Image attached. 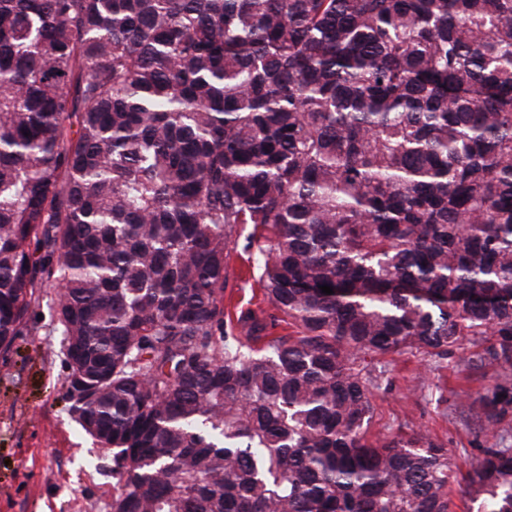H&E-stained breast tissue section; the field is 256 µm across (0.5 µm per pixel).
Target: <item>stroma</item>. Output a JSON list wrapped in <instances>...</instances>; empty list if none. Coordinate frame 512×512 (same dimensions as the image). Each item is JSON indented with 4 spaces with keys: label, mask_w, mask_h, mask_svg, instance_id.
<instances>
[{
    "label": "stroma",
    "mask_w": 512,
    "mask_h": 512,
    "mask_svg": "<svg viewBox=\"0 0 512 512\" xmlns=\"http://www.w3.org/2000/svg\"><path fill=\"white\" fill-rule=\"evenodd\" d=\"M243 248L229 260L226 295L240 310L271 313ZM55 289L9 351L0 352V512H108L112 452L85 434L67 413L61 338L55 330ZM495 363L468 368L453 355L423 373L418 357L396 356L387 388L375 392L372 432L428 433L468 468L484 443L469 403L500 373Z\"/></svg>",
    "instance_id": "35a3bbf8"
}]
</instances>
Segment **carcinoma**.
Returning <instances> with one entry per match:
<instances>
[{
	"mask_svg": "<svg viewBox=\"0 0 512 512\" xmlns=\"http://www.w3.org/2000/svg\"><path fill=\"white\" fill-rule=\"evenodd\" d=\"M44 288L111 512H449L448 449L368 431L467 344L461 492L512 512V0H0V350ZM252 232V225L247 224L241 231L238 245L231 251L229 260V279L226 288V298H231L232 304H237L234 312V322L240 310L251 311L262 317L272 313L271 305L263 300L258 284V271L248 260V253L243 250L245 240Z\"/></svg>",
	"mask_w": 512,
	"mask_h": 512,
	"instance_id": "1",
	"label": "carcinoma"
}]
</instances>
